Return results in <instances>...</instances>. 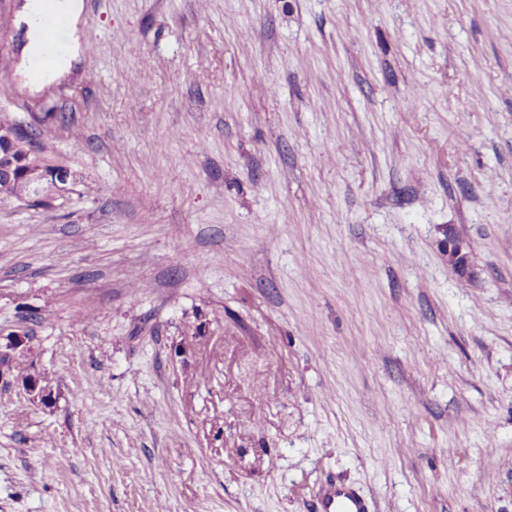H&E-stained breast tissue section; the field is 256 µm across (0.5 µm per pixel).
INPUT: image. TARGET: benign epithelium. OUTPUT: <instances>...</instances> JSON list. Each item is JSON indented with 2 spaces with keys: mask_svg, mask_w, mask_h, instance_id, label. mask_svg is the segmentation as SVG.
<instances>
[{
  "mask_svg": "<svg viewBox=\"0 0 512 512\" xmlns=\"http://www.w3.org/2000/svg\"><path fill=\"white\" fill-rule=\"evenodd\" d=\"M26 135L28 132L23 127L0 121V179L23 186V193L17 197V201L22 203L43 200L47 189L53 195L69 192L72 177L67 167L49 163L33 169L25 160L14 156V143ZM445 248L448 263L454 273L461 279L470 278L472 270L468 262L467 246L450 232L445 239Z\"/></svg>",
  "mask_w": 512,
  "mask_h": 512,
  "instance_id": "1",
  "label": "benign epithelium"
}]
</instances>
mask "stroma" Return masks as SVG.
<instances>
[{"label":"stroma","instance_id":"1","mask_svg":"<svg viewBox=\"0 0 512 512\" xmlns=\"http://www.w3.org/2000/svg\"><path fill=\"white\" fill-rule=\"evenodd\" d=\"M25 2L0 512H512V0H85L39 81ZM84 0H53L52 8L57 16L65 23L64 37L67 40V51L62 55L49 71V76H59L67 72L72 63L78 58L77 25L84 11ZM28 135L23 127L0 121V180L6 179L11 182L22 184L23 193L17 197V201L30 203L44 199L46 186L55 198L56 194H64L71 190L68 187L72 184L70 170L60 164H46L44 155L31 153L29 141L20 140ZM15 153L26 158L34 167L42 166L39 169L31 168L24 159L15 157ZM445 248L454 273L462 279L470 278L473 273L468 262L467 246L451 232L445 239ZM367 510L364 498L344 484H336V487L327 493L321 502L323 512H367Z\"/></svg>","mask_w":512,"mask_h":512}]
</instances>
